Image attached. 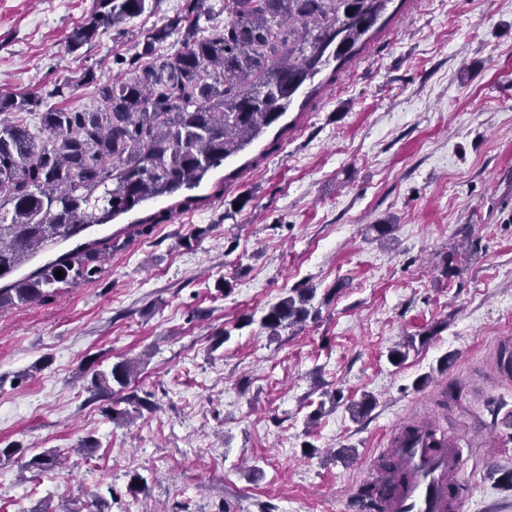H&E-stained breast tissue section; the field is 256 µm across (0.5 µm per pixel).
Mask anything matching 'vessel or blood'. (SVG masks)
<instances>
[{"mask_svg":"<svg viewBox=\"0 0 512 512\" xmlns=\"http://www.w3.org/2000/svg\"><path fill=\"white\" fill-rule=\"evenodd\" d=\"M392 467L375 468L372 487L381 512H460L462 453L453 441H434L424 424H402L390 438Z\"/></svg>","mask_w":512,"mask_h":512,"instance_id":"b4317fda","label":"vessel or blood"}]
</instances>
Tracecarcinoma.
<instances>
[{"mask_svg":"<svg viewBox=\"0 0 512 512\" xmlns=\"http://www.w3.org/2000/svg\"><path fill=\"white\" fill-rule=\"evenodd\" d=\"M101 2L104 11L70 34L72 49L145 9V0ZM390 2L231 0L224 28L202 36V0H186L182 13L141 35L135 54L122 59L130 77L103 83L94 109L48 107L36 130L0 123V279L16 275L0 287V309L99 278L110 237L19 271L51 246L193 186L216 161L239 153L283 115L287 98L327 56L348 60ZM181 30L184 47L155 56L156 45ZM308 32L309 47L292 56L289 43ZM315 295L313 287L293 289L260 327L277 336L305 322ZM136 370L135 361L121 360L94 372L91 387L114 396L130 387ZM57 465L58 455L44 451L24 468L46 473Z\"/></svg>","mask_w":512,"mask_h":512,"instance_id":"cac0c4a2","label":"carcinoma"}]
</instances>
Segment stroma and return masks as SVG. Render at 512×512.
Instances as JSON below:
<instances>
[{
    "instance_id": "1",
    "label": "stroma",
    "mask_w": 512,
    "mask_h": 512,
    "mask_svg": "<svg viewBox=\"0 0 512 512\" xmlns=\"http://www.w3.org/2000/svg\"><path fill=\"white\" fill-rule=\"evenodd\" d=\"M99 3L0 0V97L89 109L84 73L111 80L185 0H146L71 49ZM322 80L200 202L179 192L107 224L97 281L0 309V448L69 452L39 476L0 460V512H95L98 497L105 512H362L409 420L462 448L464 512H512V0H403ZM307 286L318 317L261 329ZM130 358L148 405L115 420L91 376Z\"/></svg>"
}]
</instances>
